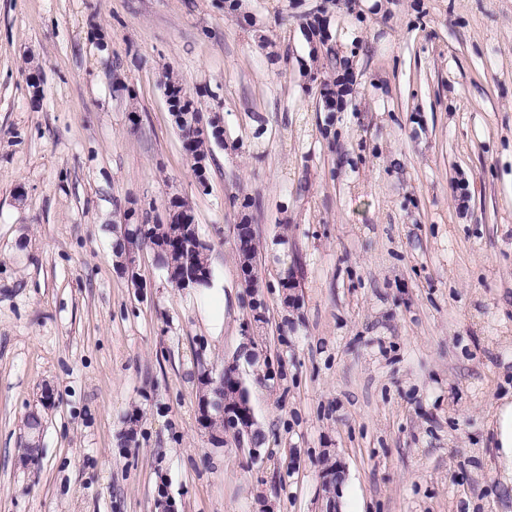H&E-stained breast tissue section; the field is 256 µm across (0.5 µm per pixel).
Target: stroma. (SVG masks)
<instances>
[{"label": "stroma", "instance_id": "obj_1", "mask_svg": "<svg viewBox=\"0 0 512 512\" xmlns=\"http://www.w3.org/2000/svg\"><path fill=\"white\" fill-rule=\"evenodd\" d=\"M243 4L253 24L222 0H0V512H155L163 485L178 512H319L327 453L341 512H512L488 426L512 393V0ZM314 14L355 72L334 112L307 78ZM168 72L224 117L205 192ZM175 195L212 248L217 332L150 248L144 291L114 263L129 202ZM243 196L275 373L247 382L258 460L196 422L200 363L232 361L251 318ZM245 225H250V224H235L234 225L236 240H238L239 237L245 236V232H246V230L244 229ZM246 237L247 238H245V239L239 238V243H237V248H236L237 261H238L237 264L239 266V264H240V262H242V260H247L253 266V269L255 272V278L251 282V286H249V283H248L249 278L251 276L250 275L251 267L250 266H242V267H239V270H240L241 279H242V282L244 283L245 288L252 287L254 291H257L258 288H261L260 283H259L258 273H257V266H258V263L260 260V255H261L260 241L257 238L255 231L249 233Z\"/></svg>", "mask_w": 512, "mask_h": 512}]
</instances>
